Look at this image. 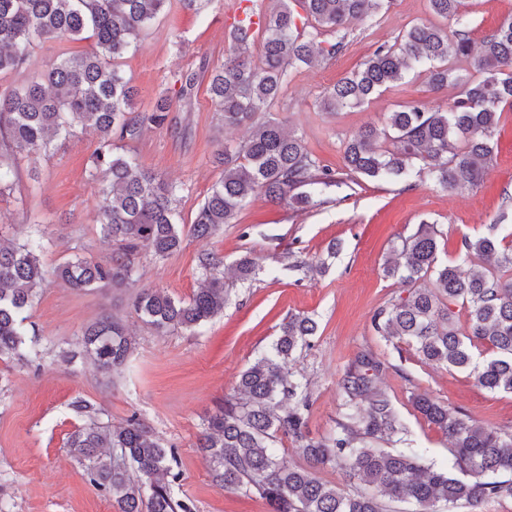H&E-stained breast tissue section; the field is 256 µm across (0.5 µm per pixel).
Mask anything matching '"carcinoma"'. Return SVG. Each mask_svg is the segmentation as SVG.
<instances>
[{
	"label": "carcinoma",
	"mask_w": 512,
	"mask_h": 512,
	"mask_svg": "<svg viewBox=\"0 0 512 512\" xmlns=\"http://www.w3.org/2000/svg\"><path fill=\"white\" fill-rule=\"evenodd\" d=\"M441 20L460 21L465 0H427ZM170 0H0V73H21L34 48L46 42L93 39L91 51L59 56L38 77L0 90V142L11 154L38 158L54 138L75 129L97 136L91 177L99 182L97 203L103 234L119 243L106 263L80 254L55 270L68 287L84 291L123 283L137 271L140 246L167 258L181 250L184 225L176 209L177 187L119 153L118 143L161 126L173 105L190 99L194 76L183 74L149 109L136 106V89L121 69V59L164 11ZM388 0H275L254 32L231 36L224 64L210 76L209 92L224 126L252 122L243 142L224 145L219 180L199 206L189 233L207 239L232 223L255 194L303 210L314 204L313 190L335 182L317 167L301 138L272 118H253L271 109L288 81V72L330 60L346 47V25L374 15ZM260 46L259 58L252 48ZM473 66L477 76L456 75L457 64ZM426 65L433 92L455 83L462 87L446 110L413 104L388 115L385 126L369 124L344 146L345 168L366 178L407 181L420 162L442 188L476 186L492 160L500 117L512 111V17L503 20L472 54L469 30L453 31L436 22L414 25L392 44L379 46L358 71L339 80L320 106L335 113L359 107L390 88L405 74ZM18 174L0 155V193L12 190ZM41 243L0 238V359L31 363L37 341L28 337L26 311L45 281ZM434 225L422 223L401 240L387 276L406 295L376 310L373 329L415 348L429 364L464 370L491 392L512 393V248L494 235L466 238L463 260L489 267L464 275L459 266H438ZM203 285L185 301L159 289L141 292L134 307L157 329L203 326L224 311V259L199 257ZM435 274V287L417 288ZM237 279L255 278L257 265L245 255L236 263ZM467 309V328H457L450 305ZM317 322L304 315L288 318L279 336L241 372L238 396L227 399L208 418L200 435L216 485L254 490L274 512H389L388 503L414 506V512H439L459 503L481 512L484 504L512 498V434L465 419L426 395L412 397L415 409L448 436L454 458L451 472L425 462L415 448H378L401 443L406 427L386 392L378 386L385 363L370 351L357 355L340 381L345 411L336 431L323 441L306 431L312 402L307 386L290 378L285 366L311 346ZM88 355L104 373L119 371L132 346L120 321L102 315L82 333ZM490 353L483 354L478 347ZM74 410L86 423L67 441L70 455L86 465L89 481L114 500L120 512H193L174 499L171 486L174 449L133 416L104 423L93 405L77 400ZM286 438L306 465L279 456ZM328 465L342 470L363 489L347 494L317 476Z\"/></svg>",
	"instance_id": "carcinoma-1"
}]
</instances>
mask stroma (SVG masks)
I'll return each mask as SVG.
<instances>
[{
  "instance_id": "35a3bbf8",
  "label": "stroma",
  "mask_w": 512,
  "mask_h": 512,
  "mask_svg": "<svg viewBox=\"0 0 512 512\" xmlns=\"http://www.w3.org/2000/svg\"><path fill=\"white\" fill-rule=\"evenodd\" d=\"M237 3L210 0L193 11L171 0L122 61L143 109L180 75L196 77L187 105L170 112L163 126L145 129L123 145L144 170L178 187L177 210L187 224L220 176L216 150L224 141L241 142L249 135L245 125L225 128L208 91L210 73L223 64L229 47L224 16ZM511 14L512 0H467L473 43L481 44ZM430 18L426 0H391L377 15L350 24L347 46L335 59L290 70L271 113L302 138L318 166L343 175V183L323 190L322 205L300 210L253 196L223 232L207 240L185 237L181 250L167 259L142 247L136 275L120 287L77 292L54 275L78 251L98 262L112 256L114 246L101 233L89 181L94 136L79 132L56 138L51 152L35 160L15 156L20 179L0 194V236L20 241L41 232L46 281L26 312L27 327L41 344L37 365L0 361V512H118L66 448L84 423L72 408L78 399L93 404L104 422L119 424L137 416L172 445L180 474L173 496L191 502L195 512H271L258 494L213 482L198 438L208 416L233 395L240 373L291 315L318 323L310 348L288 365L289 372L309 383L311 437L319 440L335 431L344 411L338 381L365 350L385 361L380 384L406 424L409 445L426 462L449 466L450 444L414 410L412 394L428 395L471 420L512 433V393H491L478 387L469 372L422 363L412 347L387 342L371 323L375 310L402 292L384 267L393 246L420 222L437 230L438 263L457 262L466 273L481 263L461 260L464 238L489 235L495 224L503 233L512 232V112L503 114L495 156L480 184L448 191L426 172L410 188L401 181L346 173L343 151L364 125L382 124L389 112L407 103L449 109L459 87L432 92L414 71L361 107L334 115L320 109L326 90L359 69L379 45L393 43ZM91 47L88 39L41 45L25 74H0V90L40 74L60 54L79 55ZM33 169L38 172L34 181L29 178ZM204 252L224 258L230 289L223 314L194 330L156 331L134 310V296L153 288L189 298L203 283L198 257ZM245 255L260 272L242 285L233 280V265ZM104 314L120 319L133 342L125 367L109 375L81 357L79 345L82 329Z\"/></svg>"
}]
</instances>
